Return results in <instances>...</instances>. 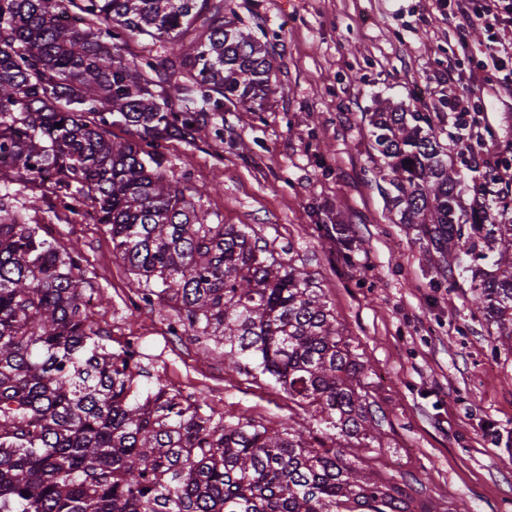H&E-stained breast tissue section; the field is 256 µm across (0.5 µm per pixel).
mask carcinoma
I'll return each mask as SVG.
<instances>
[{
    "label": "carcinoma",
    "instance_id": "cac0c4a2",
    "mask_svg": "<svg viewBox=\"0 0 512 512\" xmlns=\"http://www.w3.org/2000/svg\"><path fill=\"white\" fill-rule=\"evenodd\" d=\"M67 2L72 23L55 0H0V173L91 210L143 301L179 306L225 361L272 378L319 429L246 410L216 420L203 396L140 388L135 353L109 348L89 319L82 252L8 212L5 183L0 512H414L406 485L359 455L381 445L387 416L319 283L248 225L209 222L167 174L169 136L222 142L226 106L255 112L277 90L264 30L238 26L224 0ZM368 126L390 210L416 225L436 270L470 274L511 341L512 220L485 223L502 206L494 179L471 177L483 205L467 210L466 176L427 113L380 101Z\"/></svg>",
    "mask_w": 512,
    "mask_h": 512
}]
</instances>
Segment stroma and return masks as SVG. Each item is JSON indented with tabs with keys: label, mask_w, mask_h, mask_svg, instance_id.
I'll list each match as a JSON object with an SVG mask.
<instances>
[{
	"label": "stroma",
	"mask_w": 512,
	"mask_h": 512,
	"mask_svg": "<svg viewBox=\"0 0 512 512\" xmlns=\"http://www.w3.org/2000/svg\"><path fill=\"white\" fill-rule=\"evenodd\" d=\"M241 22L260 26L276 49L279 88L261 110H224V139L165 152L198 209L245 224L320 283L343 334L370 369L388 422L377 461L420 488L434 512H512V345L473 304L461 277L427 260L416 231L389 212L377 188L367 112L390 101L429 113L458 170L472 159L452 144L448 89L475 90L479 133L512 152V98L479 68L485 35L469 30V53L448 25L456 0H229ZM42 235L79 248L98 300L90 318L112 350L138 344L142 387L163 382L206 396L224 416L249 411L269 425L309 413L274 381L224 363L223 347L171 332L170 301L144 304L115 256L104 224L48 216L49 191L11 186Z\"/></svg>",
	"instance_id": "obj_1"
}]
</instances>
